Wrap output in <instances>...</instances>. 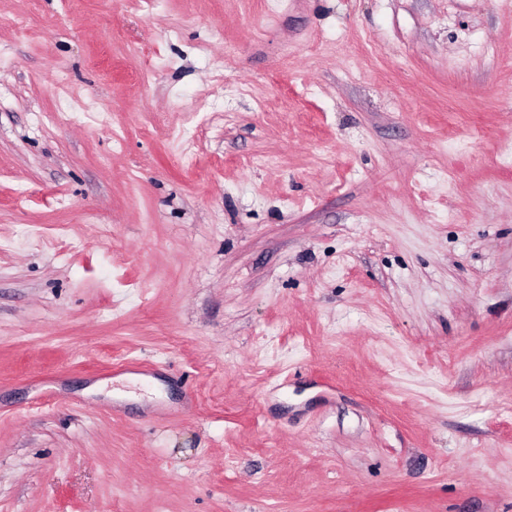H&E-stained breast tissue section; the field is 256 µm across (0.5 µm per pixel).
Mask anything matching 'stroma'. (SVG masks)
<instances>
[{
    "label": "stroma",
    "mask_w": 512,
    "mask_h": 512,
    "mask_svg": "<svg viewBox=\"0 0 512 512\" xmlns=\"http://www.w3.org/2000/svg\"><path fill=\"white\" fill-rule=\"evenodd\" d=\"M0 512H512V0H0Z\"/></svg>",
    "instance_id": "1"
}]
</instances>
